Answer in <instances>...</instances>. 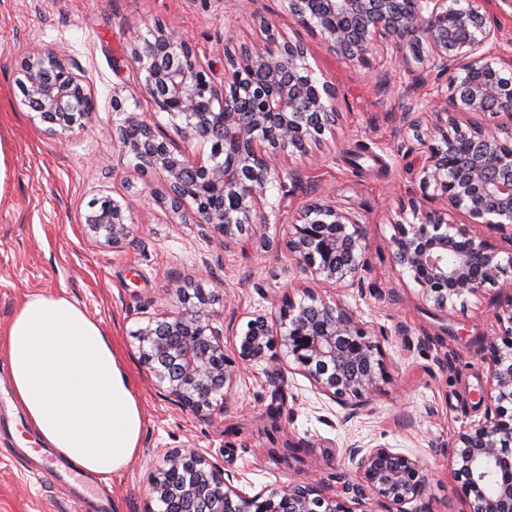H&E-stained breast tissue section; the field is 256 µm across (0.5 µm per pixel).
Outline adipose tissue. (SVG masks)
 <instances>
[{
	"label": "adipose tissue",
	"mask_w": 512,
	"mask_h": 512,
	"mask_svg": "<svg viewBox=\"0 0 512 512\" xmlns=\"http://www.w3.org/2000/svg\"><path fill=\"white\" fill-rule=\"evenodd\" d=\"M11 402L45 448L102 480L139 448L143 416L112 336L70 299L27 295L0 333Z\"/></svg>",
	"instance_id": "ef3b65f1"
}]
</instances>
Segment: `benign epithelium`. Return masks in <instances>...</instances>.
<instances>
[{
  "instance_id": "benign-epithelium-1",
  "label": "benign epithelium",
  "mask_w": 512,
  "mask_h": 512,
  "mask_svg": "<svg viewBox=\"0 0 512 512\" xmlns=\"http://www.w3.org/2000/svg\"><path fill=\"white\" fill-rule=\"evenodd\" d=\"M512 0H287L300 26H316L334 53L368 61L374 41L390 43L400 65H408L405 45L429 46L441 69L454 74L451 93L427 129L418 120L408 129L422 153L421 185L442 202L440 209H413L412 219L395 221L394 265L421 286L422 299L439 311L483 296L504 272L499 249L471 234L448 215L466 214L473 224H512V136L498 127L463 128L459 112H499L512 123V50L502 46L489 8ZM266 42L224 62L216 77L174 28L158 23L152 39L135 43L132 60L143 74V89L155 107L178 124L187 146L175 149L116 97L121 152L138 168L162 176L166 204L194 224H209L226 238L247 244L263 227L262 202L268 186L285 185L262 152L307 153L335 125L337 93L312 77L308 50L279 43L261 20ZM18 86L29 108L64 135L95 111L82 80L65 59L43 53L23 60ZM209 154L190 150L193 142ZM126 205L105 197L90 204L85 224L116 245L130 239ZM288 252L318 281L362 289L367 244L356 215L327 202L308 206L291 225ZM183 308L152 318L139 329L141 364L176 407L199 416L222 414L240 370L283 353L317 392L353 407L370 403L381 391L387 370L380 341L341 301L308 292V301L286 294L277 312L253 314L246 330L224 348V324L215 298L201 288L179 290ZM500 335L489 339L484 359L490 367L487 391L496 402L484 420L460 432L448 445L455 479L469 500V512H512V304L498 314ZM353 477L338 493L313 480L282 491L266 488L250 495L234 476L193 448H171L158 461L151 492L163 503L183 504L182 512H356L366 495L387 512L422 496L430 476L416 459L385 445H354Z\"/></svg>"
}]
</instances>
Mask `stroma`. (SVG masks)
Returning <instances> with one entry per match:
<instances>
[{"instance_id": "stroma-1", "label": "stroma", "mask_w": 512, "mask_h": 512, "mask_svg": "<svg viewBox=\"0 0 512 512\" xmlns=\"http://www.w3.org/2000/svg\"><path fill=\"white\" fill-rule=\"evenodd\" d=\"M263 17L276 25L279 41L307 45L314 78L336 86L340 116L309 154H269L273 166L298 173L299 181L287 191L269 187L265 235L244 251L162 204L159 176L121 154L112 98H124L129 110L182 145L169 115L141 88L130 63L132 32L147 39L155 22L166 23L201 60L218 62L225 50L265 40ZM44 51L66 58L96 106L62 136L30 110L16 82L21 61ZM369 58L364 67L337 56L319 33L291 19L284 0H0V327L25 296L48 293L68 297L111 330L144 426L125 469L106 482L89 480L109 499V512H161L151 480L167 448L196 449L240 476L245 489H283L311 477L337 492L354 472L348 448L356 442L395 448L425 467L430 486L408 512H462L465 496L446 447L491 406L483 347L500 334L498 314L512 303V268L483 297L441 312L393 266L394 222L424 202L405 105L411 98L432 105L447 78L426 53L406 71L386 43ZM122 194L133 235L113 245L88 230L85 215L91 200ZM323 197L358 216L368 240L365 289L343 300L385 352L380 394L352 414L298 371L274 381L261 363L242 370L226 413L199 417L173 406L139 361L136 331L152 316L178 310L181 288L215 295L237 335L256 310L273 311L285 291L297 299L308 289L322 292L282 240L304 208ZM21 417L0 406V512H76L68 488L42 475V443Z\"/></svg>"}]
</instances>
